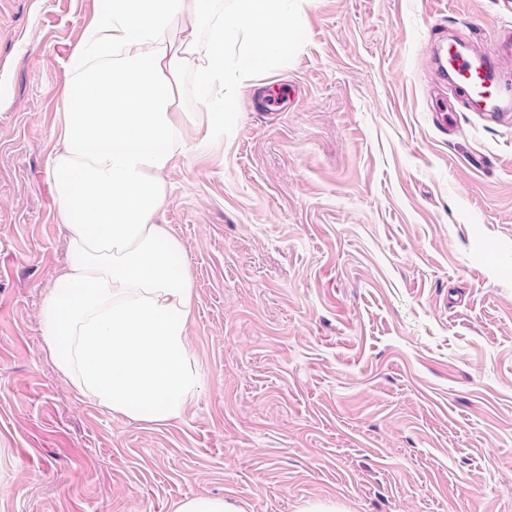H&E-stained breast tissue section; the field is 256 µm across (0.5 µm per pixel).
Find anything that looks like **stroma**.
Here are the masks:
<instances>
[{"mask_svg":"<svg viewBox=\"0 0 512 512\" xmlns=\"http://www.w3.org/2000/svg\"><path fill=\"white\" fill-rule=\"evenodd\" d=\"M103 5L0 0V512H512V110L429 108L436 34L493 52L512 0H301L167 174L205 379L159 426L77 394L39 326L64 63ZM174 512H244L224 498L192 496L181 501Z\"/></svg>","mask_w":512,"mask_h":512,"instance_id":"1","label":"stroma"}]
</instances>
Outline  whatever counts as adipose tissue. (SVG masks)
I'll return each instance as SVG.
<instances>
[{"mask_svg":"<svg viewBox=\"0 0 512 512\" xmlns=\"http://www.w3.org/2000/svg\"><path fill=\"white\" fill-rule=\"evenodd\" d=\"M298 0H105L67 67L47 175L69 261L40 306L42 339L81 395L162 425L191 408L204 374L189 341L194 288L171 258L183 246L157 223L166 174L224 135L228 84L288 52ZM244 53L229 63V43ZM192 75L209 116L202 140L181 102Z\"/></svg>","mask_w":512,"mask_h":512,"instance_id":"obj_1","label":"adipose tissue"}]
</instances>
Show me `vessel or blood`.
<instances>
[{
	"label": "vessel or blood",
	"mask_w": 512,
	"mask_h": 512,
	"mask_svg": "<svg viewBox=\"0 0 512 512\" xmlns=\"http://www.w3.org/2000/svg\"><path fill=\"white\" fill-rule=\"evenodd\" d=\"M444 69L468 111L495 115L508 104L505 92L512 86V41L502 40L496 57L449 44Z\"/></svg>",
	"instance_id": "obj_1"
}]
</instances>
